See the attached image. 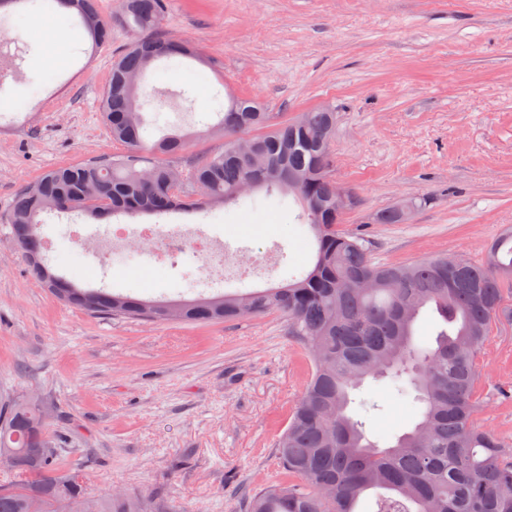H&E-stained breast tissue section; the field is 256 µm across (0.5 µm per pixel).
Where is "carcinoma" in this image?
Masks as SVG:
<instances>
[{
    "mask_svg": "<svg viewBox=\"0 0 512 512\" xmlns=\"http://www.w3.org/2000/svg\"><path fill=\"white\" fill-rule=\"evenodd\" d=\"M79 17L92 44L112 38L97 0H52ZM167 0H125L131 37L112 58L99 112L115 151L84 163L45 170L14 198L10 232L31 274L59 300L80 310L153 323H213L272 312L288 318L312 364L288 426L276 443L283 478L250 496L246 512H357L376 491L373 512H512V455L474 424V386L492 323L502 312L503 284L512 279V230L495 239L484 261L463 264L434 256L410 263L375 260L364 234L339 228L331 144L336 112L314 107L297 119L274 121L263 103L230 98L205 134L224 149L187 168L173 158L193 134L145 140L146 85L161 60L197 59V47L160 31ZM294 196L314 234L311 269L261 291L175 303L144 300L103 288H79L42 259L45 213L92 216L194 212ZM423 199L390 206L378 224H401ZM430 307L445 327L434 340L418 335ZM385 383L417 411L414 427L382 446L348 414L351 391L368 378ZM0 448L19 451L14 480L0 484V512H28L29 501L57 500L70 512H170L159 496L88 491L81 474L60 465L43 407L31 398L0 408ZM300 482H293V478Z\"/></svg>",
    "mask_w": 512,
    "mask_h": 512,
    "instance_id": "1",
    "label": "carcinoma"
}]
</instances>
